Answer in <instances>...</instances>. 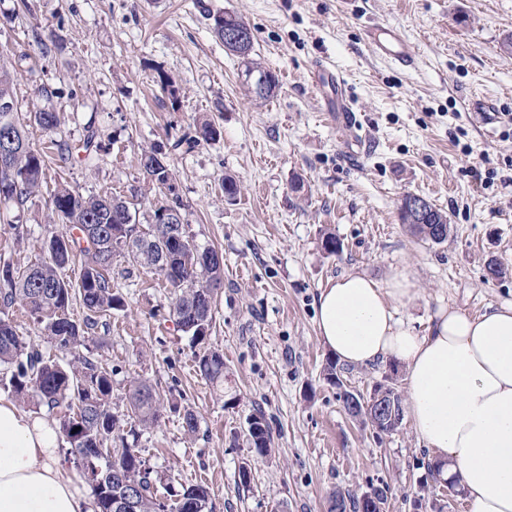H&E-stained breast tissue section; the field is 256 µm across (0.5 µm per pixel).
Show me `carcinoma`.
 I'll return each mask as SVG.
<instances>
[{"instance_id": "obj_1", "label": "carcinoma", "mask_w": 512, "mask_h": 512, "mask_svg": "<svg viewBox=\"0 0 512 512\" xmlns=\"http://www.w3.org/2000/svg\"><path fill=\"white\" fill-rule=\"evenodd\" d=\"M213 33L224 39L227 27H246L233 12L207 14ZM253 43L232 52L246 59V75L255 77L251 90L255 97L268 99L278 89V79L269 70L250 60ZM14 75L0 66V102H15ZM34 123L47 134L60 125L59 114L43 108L33 115ZM14 136L13 167L19 182L11 181L0 169V199L23 205L36 195L45 178V156L30 143L17 112L0 110V133ZM210 121L200 122L199 135L180 138L173 149L192 152L200 141L215 138ZM140 166L145 181L164 188L171 199L154 207L151 233L138 230L131 202L121 196H84L67 187L58 188L51 204L62 221L63 231L51 236L48 259L26 267L6 264L8 274L0 273V366L10 372L9 384L22 401H35L56 411L59 433L68 448L65 455L79 476L91 488L99 512H113L117 495L131 491L136 497V512H213L209 488L204 484H183L170 473L155 469L138 448L142 432L157 425L164 411H182L185 433L197 432V418L187 406L165 402L160 392L145 380L136 379L128 390L129 408L118 415L112 412V368L80 354L87 346L89 330L98 319L124 307L122 296L112 283V262L125 253L131 255L148 273L162 277L174 294L172 315L191 341L201 347L195 354L200 375L214 387L224 388V353L208 346L216 297L224 286V259L212 248H201L189 231V224H160L158 214L184 205L173 189L169 164L158 162L155 151L141 154ZM402 223L415 234L435 244L448 240V217L430 207L428 223L417 224L408 211L400 210ZM80 259V275L72 281L62 270L72 258ZM21 303L44 324L49 343L71 358L60 359L27 343L7 319L8 311ZM83 308V322L68 317L73 304ZM328 379L335 382L345 410L361 417L380 433L395 431L402 422V397L392 386H378L386 394L393 415L383 422L375 407L361 402L362 394L336 380L337 364L326 368ZM257 433H247L251 451L259 457L272 454L271 430L265 415L256 412L248 419Z\"/></svg>"}]
</instances>
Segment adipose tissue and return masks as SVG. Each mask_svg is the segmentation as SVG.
Listing matches in <instances>:
<instances>
[{
	"mask_svg": "<svg viewBox=\"0 0 512 512\" xmlns=\"http://www.w3.org/2000/svg\"><path fill=\"white\" fill-rule=\"evenodd\" d=\"M420 293L406 276L350 273L321 289L317 329L339 362L393 360L415 431L459 477L470 512H512V302L471 317L439 308L425 334L397 319ZM0 512H98L61 462L52 419L0 398Z\"/></svg>",
	"mask_w": 512,
	"mask_h": 512,
	"instance_id": "obj_1",
	"label": "adipose tissue"
}]
</instances>
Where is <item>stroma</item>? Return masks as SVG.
Wrapping results in <instances>:
<instances>
[{"label":"stroma","instance_id":"35a3bbf8","mask_svg":"<svg viewBox=\"0 0 512 512\" xmlns=\"http://www.w3.org/2000/svg\"><path fill=\"white\" fill-rule=\"evenodd\" d=\"M210 8L250 28L254 59L279 79L275 96L249 93L245 62L192 0H0V64L15 76L31 143L75 146L92 126L103 144L87 160L46 157L40 192L21 207L0 204V263L46 258L62 230L50 202L62 185L86 196L141 190L137 218L147 224L168 193L145 189L139 159L162 148L190 232L224 257L209 339L224 353V387L197 372L190 337L170 312L172 291L149 273L122 278L133 260L117 257L114 283L126 306L95 329L87 350L113 368L112 409L125 412L139 377L198 421L190 436L169 413L144 432L138 446L151 465L209 485L214 512H328L335 493L375 487L388 490L384 512H432L436 504L469 512L463 495L429 476L435 456L410 418L380 434L346 412L326 378L331 356L318 338L316 298L346 273L379 281L406 273L421 301L399 316L420 335L439 307L475 316L512 302V185L469 174L475 166L512 177V138L475 125L466 111L472 97L485 96L512 113V0H211ZM373 19L405 30L420 52L418 69L400 72L370 53L361 34ZM57 38L63 51H45ZM322 60L344 76L363 135L325 117L309 84ZM47 104L61 118L52 138L28 121ZM202 116L217 137L175 150ZM228 177L239 188L230 199ZM409 194L447 215V242H426L401 222ZM327 232L341 253L324 252ZM493 260L505 272L492 279ZM343 380L364 394L379 384L404 387L389 361L345 366ZM258 409L271 427L268 458L246 444ZM245 464L246 487L238 482Z\"/></svg>","mask_w":512,"mask_h":512}]
</instances>
